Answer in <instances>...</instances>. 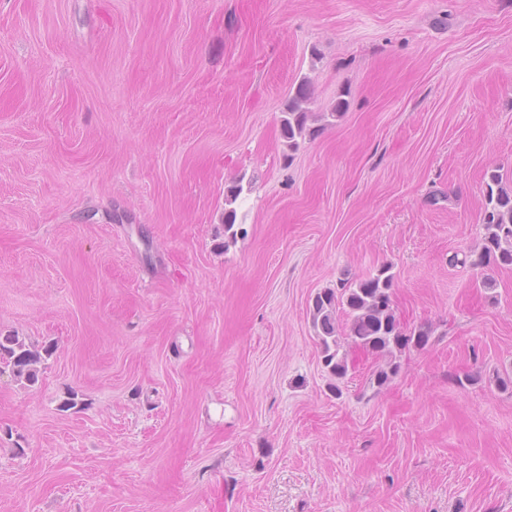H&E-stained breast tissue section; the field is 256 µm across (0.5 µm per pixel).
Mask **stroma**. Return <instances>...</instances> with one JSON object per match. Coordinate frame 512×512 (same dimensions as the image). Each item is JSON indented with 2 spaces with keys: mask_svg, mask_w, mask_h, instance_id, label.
<instances>
[{
  "mask_svg": "<svg viewBox=\"0 0 512 512\" xmlns=\"http://www.w3.org/2000/svg\"><path fill=\"white\" fill-rule=\"evenodd\" d=\"M304 78L346 108L292 152ZM490 170L512 0H0V332L54 348L0 365V512H512ZM383 265L430 343L331 391L309 302ZM244 191V187L240 181H236L227 188L224 196V239L234 240L237 235H243L244 229L241 224L237 223V209L235 204ZM42 352L16 334L0 333V364L10 368L19 382L33 385L38 381L42 362L51 355V349L43 348Z\"/></svg>",
  "mask_w": 512,
  "mask_h": 512,
  "instance_id": "35a3bbf8",
  "label": "stroma"
}]
</instances>
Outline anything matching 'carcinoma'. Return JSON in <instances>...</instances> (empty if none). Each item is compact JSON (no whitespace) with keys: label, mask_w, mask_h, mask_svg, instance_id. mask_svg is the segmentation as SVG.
Masks as SVG:
<instances>
[{"label":"carcinoma","mask_w":512,"mask_h":512,"mask_svg":"<svg viewBox=\"0 0 512 512\" xmlns=\"http://www.w3.org/2000/svg\"><path fill=\"white\" fill-rule=\"evenodd\" d=\"M311 99L310 84L301 80L288 99L282 118V136L288 150L296 151L301 142L312 137L316 121H328L342 115L343 102L334 111L313 115L306 108ZM482 224L485 233L478 248L464 255L453 257L454 262L472 267H512V187L502 184V177L492 171L486 174ZM244 191L241 182L227 187L224 196V238L236 239L244 233L237 223L235 204ZM394 275L386 265L365 278L341 283V287L326 288L312 298L309 313L312 328L318 339L321 361L328 375L336 380L335 392H340L339 382L349 372L347 349L352 348L383 359L372 370L369 384L379 390L387 387L400 372L397 355L411 349H423L429 343L432 330L421 325L408 328L401 323L393 300ZM347 314L345 332H340L336 320L338 311ZM51 349L42 350L29 345L16 334L0 333V364L10 368L13 377L33 385L38 381L40 367Z\"/></svg>","instance_id":"cac0c4a2"}]
</instances>
